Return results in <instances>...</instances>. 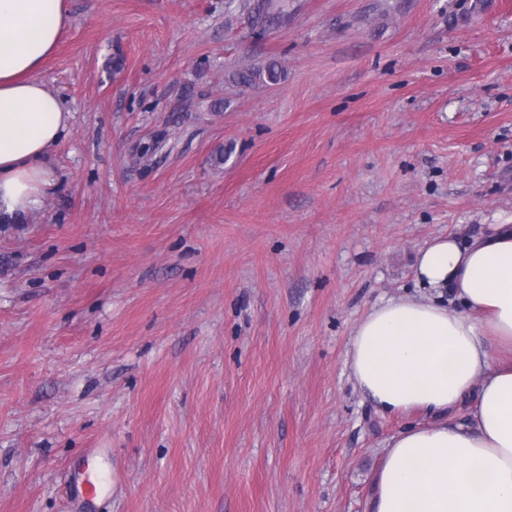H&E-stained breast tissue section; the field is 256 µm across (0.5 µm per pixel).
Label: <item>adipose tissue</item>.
Returning a JSON list of instances; mask_svg holds the SVG:
<instances>
[{"label": "adipose tissue", "instance_id": "obj_1", "mask_svg": "<svg viewBox=\"0 0 512 512\" xmlns=\"http://www.w3.org/2000/svg\"><path fill=\"white\" fill-rule=\"evenodd\" d=\"M66 0H0V222L39 207L72 114L40 78ZM424 290L375 303L352 332L351 377L384 414L421 411L389 442L371 512H512V225L439 236L416 257ZM467 405L468 418L449 412Z\"/></svg>", "mask_w": 512, "mask_h": 512}]
</instances>
